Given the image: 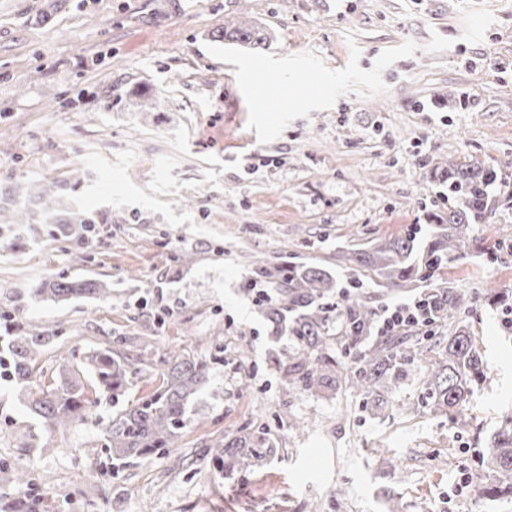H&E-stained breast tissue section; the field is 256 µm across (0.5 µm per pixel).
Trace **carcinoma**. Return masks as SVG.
<instances>
[{"instance_id":"carcinoma-1","label":"carcinoma","mask_w":512,"mask_h":512,"mask_svg":"<svg viewBox=\"0 0 512 512\" xmlns=\"http://www.w3.org/2000/svg\"><path fill=\"white\" fill-rule=\"evenodd\" d=\"M216 41H233L259 48L268 35L258 25L230 24L212 32ZM438 181L448 190L454 206L448 215L437 217L429 235L418 238L413 228L402 235L381 238L370 248L348 253L343 259L354 264L358 273L367 272L379 286L391 292L415 288L420 282L435 277L444 266L465 254L472 240L474 226L492 217L490 190L506 183L503 166L481 163L448 162L436 172ZM33 185L16 179L0 191V214L7 206H16ZM37 199L46 212V223L60 225L67 235L72 224H98L101 218L82 213L64 204L54 181L44 182ZM253 279L265 284L268 296L263 299L265 316L271 335L284 333L292 337L294 346L288 357L273 356L282 373V388L288 396L301 392L336 391L350 388L370 403L371 412L388 407V394L409 376L408 366L419 358H428L418 372L417 381L424 390L427 404L436 414L450 419L464 416L469 407L473 387L484 375L483 356L469 326L463 322L462 310L468 303L483 300L506 310L512 309V292L467 295L453 283L437 285L420 292L433 303L435 325L448 328V335L427 345L423 338L407 329L393 336H382L367 342L377 308L371 297L357 291L360 278L352 277L342 289L336 317L340 325L331 326L328 300L338 284L319 266L300 264L286 269H271L261 260L253 262ZM40 293L54 302L75 298L106 299L111 293L100 280H50ZM51 333L35 332L21 325L9 337V374L28 390L29 408L50 429L67 427L84 420L88 408L98 402L97 394H105L116 410L101 427L103 447L111 459L127 462L146 458L157 452L177 447L183 429L190 422L189 410L194 397L209 381L206 361L182 351L168 354L167 368L159 384L149 394L129 407H118L134 377L140 372L129 355L112 350H93L80 358V363L60 355L59 374L51 384L33 377V363ZM416 343L420 352L408 351ZM353 359L344 366L335 356V345ZM276 453V447L265 433L243 427L232 436L218 439L206 447L208 464L219 471L246 473L263 458ZM482 469L493 480L477 477L470 481L469 491L477 498L512 497V415L504 418L480 454ZM29 483L27 470L0 464L1 486H23Z\"/></svg>"}]
</instances>
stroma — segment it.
Wrapping results in <instances>:
<instances>
[{"instance_id":"stroma-1","label":"stroma","mask_w":512,"mask_h":512,"mask_svg":"<svg viewBox=\"0 0 512 512\" xmlns=\"http://www.w3.org/2000/svg\"><path fill=\"white\" fill-rule=\"evenodd\" d=\"M245 20L266 46L210 40ZM451 159L512 162V0H0V176L64 184L72 208L107 218L88 245L0 226V340L16 324L54 330L35 365L47 382L65 351L136 355L133 400L171 351L210 364L177 447L129 463L101 448L109 398L49 429L0 379V463L29 472L44 512H387L392 495L401 512H512L467 491L512 412L501 309L465 310L486 378L464 417L432 412L413 379L378 415L352 389L283 394L270 355L290 342L271 338L251 276L260 258L345 285L342 254L447 215L434 173ZM473 236L441 278L511 290L512 259L486 250L512 238V204ZM180 250L190 262H173ZM60 275L112 293L43 299ZM255 423L273 457L245 474L203 463Z\"/></svg>"}]
</instances>
